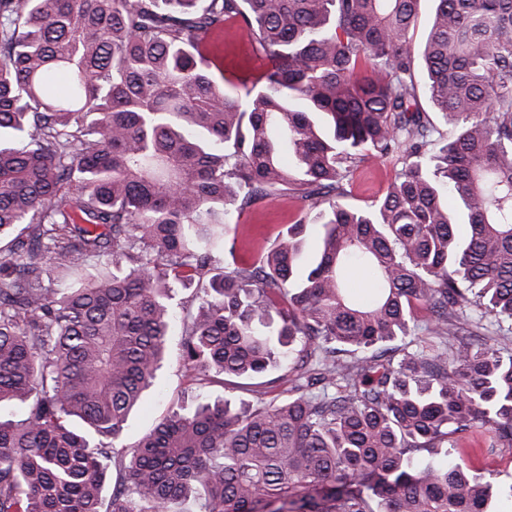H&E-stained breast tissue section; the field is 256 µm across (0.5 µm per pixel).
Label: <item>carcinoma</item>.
Instances as JSON below:
<instances>
[{
  "mask_svg": "<svg viewBox=\"0 0 512 512\" xmlns=\"http://www.w3.org/2000/svg\"><path fill=\"white\" fill-rule=\"evenodd\" d=\"M420 2L0 0V408L26 411L0 512H492L458 443L512 448V353L480 334L512 323V0H433L417 47ZM228 22L267 60L232 94ZM382 157L386 195L348 205ZM278 192L299 215L237 255L234 215ZM177 284L188 376L279 367L288 396L127 446Z\"/></svg>",
  "mask_w": 512,
  "mask_h": 512,
  "instance_id": "obj_1",
  "label": "carcinoma"
}]
</instances>
